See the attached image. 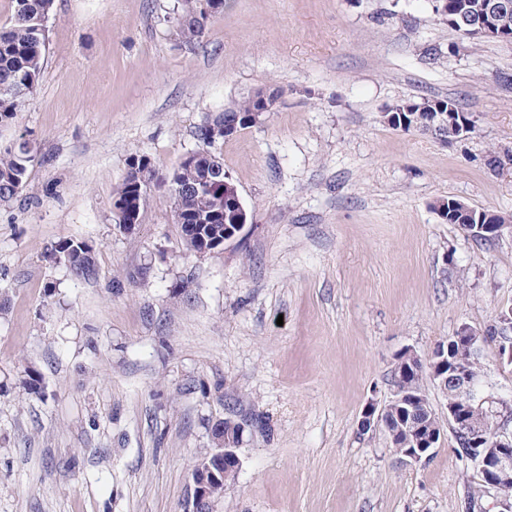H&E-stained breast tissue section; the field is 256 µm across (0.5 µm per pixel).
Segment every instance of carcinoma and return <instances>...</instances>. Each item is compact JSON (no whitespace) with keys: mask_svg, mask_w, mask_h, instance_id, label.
Listing matches in <instances>:
<instances>
[{"mask_svg":"<svg viewBox=\"0 0 512 512\" xmlns=\"http://www.w3.org/2000/svg\"><path fill=\"white\" fill-rule=\"evenodd\" d=\"M11 17L0 24V127L15 122L25 99L36 90L43 68L48 45L47 21L54 0H13ZM482 0H447L434 4L435 14L440 20L446 15L440 12L447 6L448 12H473ZM224 0L206 6L203 0H181L176 38L186 44L198 42L204 35L210 13L221 12ZM420 101H401L391 106L387 113L402 112L406 123L403 130L419 131L424 119L418 111ZM260 109L257 99L249 95L226 108V112L238 118L239 127H251L252 114ZM199 145L192 150L193 160L180 162L172 174H158L152 167L147 172L129 168L113 194L112 206L115 223L121 224L119 212L129 211L134 223L142 218V195L144 182L167 187L173 201V217L180 225L185 249L199 253L203 248L219 249L224 239V215L231 213L229 197L224 192V161L215 151V146L224 137L213 128L202 125L197 132ZM34 161L29 143L18 139L10 144H0V202H9L23 191L28 169ZM213 179L211 186L203 191L195 187L205 178ZM48 260L64 264L75 277L83 280L96 278L94 256L83 240L64 238L48 251Z\"/></svg>","mask_w":512,"mask_h":512,"instance_id":"obj_1","label":"carcinoma"}]
</instances>
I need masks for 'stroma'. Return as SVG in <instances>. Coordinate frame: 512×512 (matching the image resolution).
Segmentation results:
<instances>
[{
  "instance_id": "35a3bbf8",
  "label": "stroma",
  "mask_w": 512,
  "mask_h": 512,
  "mask_svg": "<svg viewBox=\"0 0 512 512\" xmlns=\"http://www.w3.org/2000/svg\"><path fill=\"white\" fill-rule=\"evenodd\" d=\"M178 0H54L38 88L17 134L35 159L0 202V512H183L191 468L227 418L241 466L213 512H497L444 439L404 465L358 431L388 400L397 355H425L512 303V228L479 247L435 205L512 218V42L461 36L432 0H224L199 43ZM279 89L262 124L225 139L248 213L214 252L185 250L167 188L113 221L134 155L172 172L207 117ZM457 100L474 125L442 144L387 125L403 100ZM88 242L84 281L47 252ZM512 401V366L480 359ZM42 378L41 395L24 385Z\"/></svg>"
}]
</instances>
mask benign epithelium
Wrapping results in <instances>:
<instances>
[{
  "label": "benign epithelium",
  "mask_w": 512,
  "mask_h": 512,
  "mask_svg": "<svg viewBox=\"0 0 512 512\" xmlns=\"http://www.w3.org/2000/svg\"><path fill=\"white\" fill-rule=\"evenodd\" d=\"M511 15L512 0H485L480 16L452 17L449 23L466 36L494 31L504 38ZM427 112L426 129L437 133L438 140L444 144L466 139L474 130L472 123L462 113L436 112L430 107ZM446 221L458 225L471 237L480 234L488 239H497L505 228L494 217V213L483 209L478 211L460 200L450 202ZM482 342L481 332L462 324L452 336L438 343L426 356L416 357V363L412 365V371L408 372L401 393H395L383 402L371 400L366 403L358 421L359 433L365 434L377 427L391 431L390 413L398 402L400 409L412 420V425L403 430L398 443L394 444L400 451V462L417 465L430 459L435 449L440 447L442 436L432 430H424L423 425L417 422V415L431 409L423 387V380L427 378L448 398V426L467 438V459L481 483L494 488L502 482L512 481V433L507 432L508 422L512 421V405L492 395L480 394V379L474 377L471 371V353L478 352ZM476 411L481 412L485 418L498 419L500 431L495 439L486 436L485 426L474 417ZM237 424L235 433L225 431L218 438L217 448L220 452L216 454V462L226 481L234 479L238 473L240 458L237 450L248 421L239 419ZM196 468L198 481L189 487V491L194 493L197 500L204 501L208 497L206 476L214 473V470L204 457L199 460Z\"/></svg>",
  "instance_id": "7a95c632"
}]
</instances>
